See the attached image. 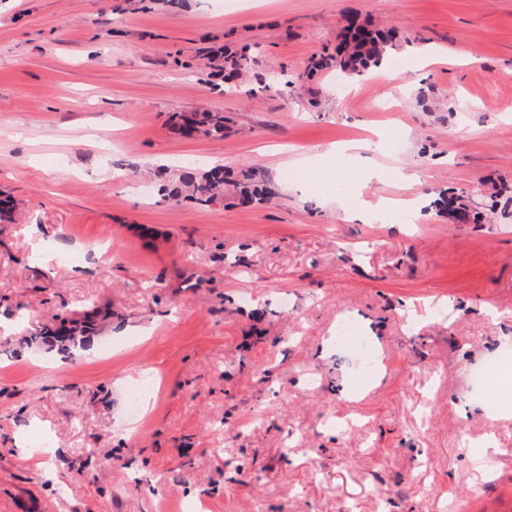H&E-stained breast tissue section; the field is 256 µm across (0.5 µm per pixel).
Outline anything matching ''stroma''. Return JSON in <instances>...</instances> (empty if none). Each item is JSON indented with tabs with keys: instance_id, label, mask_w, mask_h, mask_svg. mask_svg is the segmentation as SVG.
I'll use <instances>...</instances> for the list:
<instances>
[{
	"instance_id": "1",
	"label": "stroma",
	"mask_w": 512,
	"mask_h": 512,
	"mask_svg": "<svg viewBox=\"0 0 512 512\" xmlns=\"http://www.w3.org/2000/svg\"><path fill=\"white\" fill-rule=\"evenodd\" d=\"M353 15L400 47L297 87ZM222 44L254 62L217 88L203 54ZM203 107L223 138L166 124ZM377 131L366 165L401 177L363 200L418 199L417 223L356 218L289 161ZM216 164L277 196L173 207L130 188L135 167ZM492 187L512 190V0H0V199L18 203L0 224V512H512V411L470 381L512 349V207L473 224L433 205L448 189L483 208ZM92 307L93 344L32 342ZM344 309L371 373L336 342Z\"/></svg>"
}]
</instances>
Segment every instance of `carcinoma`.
<instances>
[{
  "label": "carcinoma",
  "mask_w": 512,
  "mask_h": 512,
  "mask_svg": "<svg viewBox=\"0 0 512 512\" xmlns=\"http://www.w3.org/2000/svg\"><path fill=\"white\" fill-rule=\"evenodd\" d=\"M397 33L393 29L375 30L355 18L346 20L342 42L333 53L323 52L312 61L308 74L317 71H334L339 76H351L381 67L391 50L395 49ZM251 58L248 48L239 51L224 49L209 58L208 78L231 80L249 68ZM170 126L185 136L224 137L226 118L219 110L174 112L168 118ZM157 194L161 201L178 204L190 200L200 205H209L224 200L232 194L242 206H262L277 192L275 186L262 172L251 168L234 169L218 164L206 170L183 167L177 171L165 165L156 167ZM439 205L448 209L454 218L464 211L463 219L478 220V213L467 209V205L455 196L443 197ZM43 338H51L63 347L85 343V338L96 335L90 316L68 319L56 316L55 322L45 326Z\"/></svg>",
  "instance_id": "1"
}]
</instances>
